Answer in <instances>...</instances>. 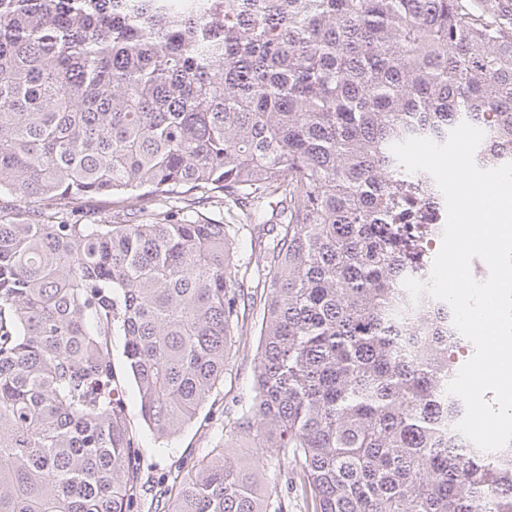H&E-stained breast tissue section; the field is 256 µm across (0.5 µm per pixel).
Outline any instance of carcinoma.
<instances>
[{"label": "carcinoma", "mask_w": 512, "mask_h": 512, "mask_svg": "<svg viewBox=\"0 0 512 512\" xmlns=\"http://www.w3.org/2000/svg\"><path fill=\"white\" fill-rule=\"evenodd\" d=\"M462 122L479 167L512 162L504 0H0V512H133L112 337L173 438L245 300L251 399L165 512H284L226 452L240 437L290 461L312 512H512V445L456 428L451 308L403 286L446 207L391 147ZM270 197L250 267L231 231Z\"/></svg>", "instance_id": "1"}]
</instances>
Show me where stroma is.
<instances>
[{"label":"stroma","mask_w":512,"mask_h":512,"mask_svg":"<svg viewBox=\"0 0 512 512\" xmlns=\"http://www.w3.org/2000/svg\"><path fill=\"white\" fill-rule=\"evenodd\" d=\"M261 319L260 309L250 310L244 323L247 333L245 348L231 351L224 369L223 382L200 410L195 421L172 442L155 440L146 431L140 419L136 390L128 388L126 415L137 438L142 484V501L137 512H154V502L170 484V474L177 461L213 447L221 436L224 409L233 407L237 401L249 396L258 342L256 328ZM235 455L257 467L263 484L276 486L280 495L287 497L288 512H306L304 503L294 496L291 478L287 474V462L278 458L274 449L259 447L251 439L244 438L240 440Z\"/></svg>","instance_id":"1"}]
</instances>
